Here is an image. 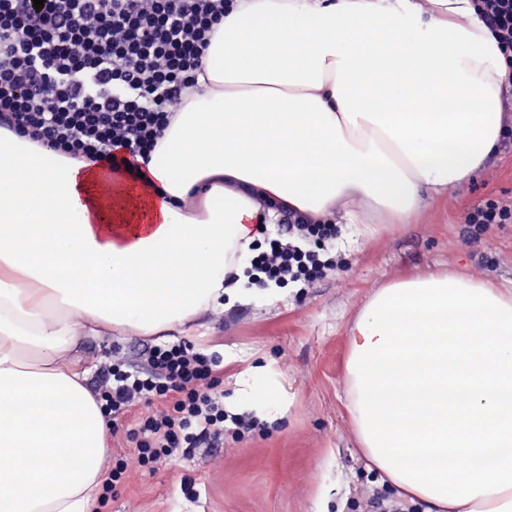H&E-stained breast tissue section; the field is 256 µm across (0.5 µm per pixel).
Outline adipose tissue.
<instances>
[{
	"mask_svg": "<svg viewBox=\"0 0 512 512\" xmlns=\"http://www.w3.org/2000/svg\"><path fill=\"white\" fill-rule=\"evenodd\" d=\"M512 78L473 0H228L135 199L0 125V512H86L111 454L80 344L244 300L252 227L408 224L485 167ZM356 435L419 512H512V293L380 288L349 328Z\"/></svg>",
	"mask_w": 512,
	"mask_h": 512,
	"instance_id": "obj_1",
	"label": "adipose tissue"
}]
</instances>
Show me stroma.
Here are the masks:
<instances>
[{
    "mask_svg": "<svg viewBox=\"0 0 512 512\" xmlns=\"http://www.w3.org/2000/svg\"><path fill=\"white\" fill-rule=\"evenodd\" d=\"M489 202L511 217L476 231L472 217ZM321 258L327 267L313 287L288 284L275 302L251 291L246 302L209 315L205 328L164 338L234 353L218 373L228 398L246 364L272 363L290 400L287 416L268 413L265 432L202 446L151 473L136 466L137 450L124 433L111 435L113 457L129 466L117 496L99 512H368L381 485L347 408L348 328L394 281L450 272L512 287V122L486 171L429 196L412 223L337 225ZM164 339L87 340L81 354L88 387H96L113 355L137 370L144 351Z\"/></svg>",
    "mask_w": 512,
    "mask_h": 512,
    "instance_id": "obj_1",
    "label": "stroma"
}]
</instances>
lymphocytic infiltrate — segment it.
I'll list each match as a JSON object with an SVG mask.
<instances>
[{
	"mask_svg": "<svg viewBox=\"0 0 512 512\" xmlns=\"http://www.w3.org/2000/svg\"><path fill=\"white\" fill-rule=\"evenodd\" d=\"M223 20L224 0H46L39 10L33 0H0V124L149 184L136 159L185 106ZM286 232L289 241L269 240L254 261L255 285L310 288L323 270L332 226L296 220ZM221 362L218 351L178 343L149 347L144 370L102 369L97 398L112 419L139 403H166L126 431L140 467L251 429L225 415Z\"/></svg>",
	"mask_w": 512,
	"mask_h": 512,
	"instance_id": "lymphocytic-infiltrate-1",
	"label": "lymphocytic infiltrate"
}]
</instances>
